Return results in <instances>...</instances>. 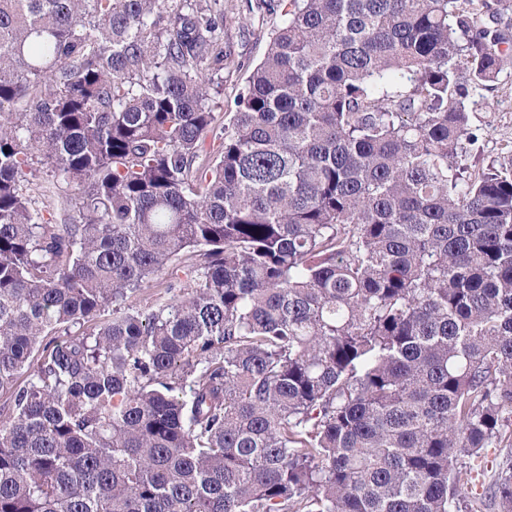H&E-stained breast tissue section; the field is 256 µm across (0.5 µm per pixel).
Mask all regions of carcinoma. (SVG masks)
I'll use <instances>...</instances> for the list:
<instances>
[{
	"label": "carcinoma",
	"instance_id": "1",
	"mask_svg": "<svg viewBox=\"0 0 512 512\" xmlns=\"http://www.w3.org/2000/svg\"><path fill=\"white\" fill-rule=\"evenodd\" d=\"M278 4L0 0V512H512V0ZM224 9L238 14L241 18L239 25L224 31V42L230 46L239 67L230 73L224 70L222 78L215 77L210 107L217 116V123L214 131L206 137L205 147L208 150L216 149L219 145L221 129L224 127V112H229L235 96L246 84L253 67L266 54L269 34L280 20L279 14L249 11L247 0H224ZM216 83H219L218 86ZM495 87L492 92L478 91L470 95L469 105L474 111L472 125L485 130L484 138L469 159L472 169L482 167L490 158L509 155L503 147L512 142V64L500 74ZM512 457V422L509 428H505L502 437L485 450L482 457L484 473L482 476L483 486L492 484L498 477L503 466H506V459Z\"/></svg>",
	"mask_w": 512,
	"mask_h": 512
}]
</instances>
